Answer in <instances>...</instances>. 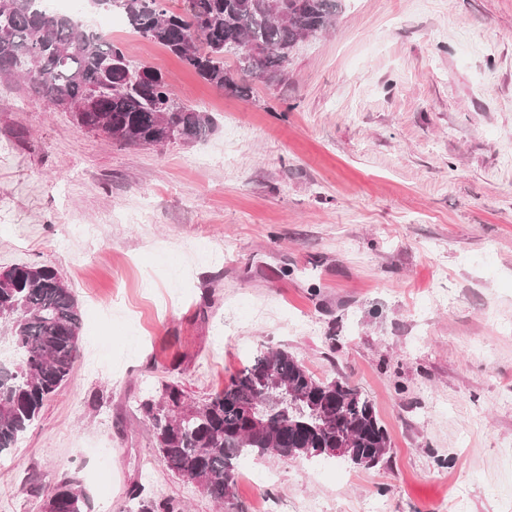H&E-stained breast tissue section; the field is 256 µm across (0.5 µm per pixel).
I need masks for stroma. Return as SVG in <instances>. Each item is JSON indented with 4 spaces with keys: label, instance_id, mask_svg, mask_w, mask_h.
<instances>
[{
    "label": "stroma",
    "instance_id": "stroma-1",
    "mask_svg": "<svg viewBox=\"0 0 512 512\" xmlns=\"http://www.w3.org/2000/svg\"><path fill=\"white\" fill-rule=\"evenodd\" d=\"M342 4L245 98L92 14L215 118L196 144L127 146L0 82V270L54 267L83 318L0 462V512H43L66 478L88 512H139L137 485L185 512H512V0ZM260 349L357 385L387 462L271 454L222 508L170 472L141 400H205Z\"/></svg>",
    "mask_w": 512,
    "mask_h": 512
}]
</instances>
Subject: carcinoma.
<instances>
[{"instance_id": "1", "label": "carcinoma", "mask_w": 512, "mask_h": 512, "mask_svg": "<svg viewBox=\"0 0 512 512\" xmlns=\"http://www.w3.org/2000/svg\"><path fill=\"white\" fill-rule=\"evenodd\" d=\"M122 10L133 31L162 46L204 81L244 97L249 88L224 67L232 55L244 71L275 80L298 43L334 26L341 0H102ZM21 78L51 106L74 113L80 126L128 145L191 144L215 129L211 115L179 104L162 74L134 69L105 34L87 30L37 0H0V79ZM82 314L72 289L47 265L0 270V340L16 358L0 368V456L16 446L49 397L67 381L80 356ZM268 421L255 432L244 409ZM160 460L198 484L216 503L234 498L245 459L270 452L283 458H325V449H355L346 462L373 468L391 442L373 405L348 382L320 380L292 353L260 350L224 389L191 402L175 383L141 403ZM140 512H180L168 499L143 495ZM88 499L61 481L44 512H87Z\"/></svg>"}]
</instances>
